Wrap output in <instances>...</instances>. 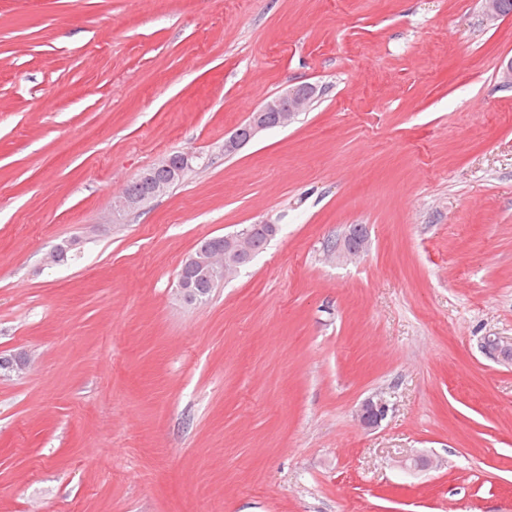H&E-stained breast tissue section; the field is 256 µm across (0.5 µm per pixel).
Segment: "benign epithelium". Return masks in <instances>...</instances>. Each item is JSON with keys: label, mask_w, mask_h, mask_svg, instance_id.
<instances>
[{"label": "benign epithelium", "mask_w": 512, "mask_h": 512, "mask_svg": "<svg viewBox=\"0 0 512 512\" xmlns=\"http://www.w3.org/2000/svg\"><path fill=\"white\" fill-rule=\"evenodd\" d=\"M316 95V87L309 83L295 85L284 94L265 101L252 113L244 130L236 131L224 140V153L231 154L245 145L259 132L287 125L298 113L307 109ZM194 158L192 153H181L165 160L164 168L171 171L168 180L156 181L148 189L139 193L126 188L113 202V212L120 214L136 210L149 199L165 193L171 179L181 173L182 166ZM256 251L249 232H239L224 237V245L204 244L188 254L181 265L176 282V291L185 300L200 296L202 289H214L224 284L228 276L250 262ZM29 365L26 353L0 357V379L11 377L25 370ZM388 404L383 396L371 397L357 410V418L364 428L377 426L387 415Z\"/></svg>", "instance_id": "7a95c632"}]
</instances>
